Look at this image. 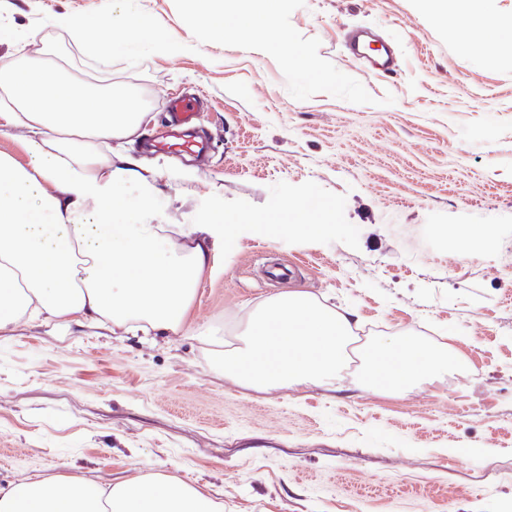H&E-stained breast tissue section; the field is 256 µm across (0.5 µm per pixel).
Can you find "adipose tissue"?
<instances>
[{
    "instance_id": "1",
    "label": "adipose tissue",
    "mask_w": 512,
    "mask_h": 512,
    "mask_svg": "<svg viewBox=\"0 0 512 512\" xmlns=\"http://www.w3.org/2000/svg\"><path fill=\"white\" fill-rule=\"evenodd\" d=\"M279 0H188L195 19L213 41L225 42L259 29L280 27ZM443 24H477L512 35L494 0H417ZM239 16L224 25L225 8ZM54 28L89 57L111 60L120 46L147 42L152 53L187 51L188 43L153 29L112 0L100 34L87 39L82 19L60 13ZM81 111H73V103ZM144 115L128 94L88 88L57 74L37 57L0 65V127L23 131L27 164L0 153V333L20 324L49 321L68 328L84 321L107 323L128 333L163 329L181 334L198 285L213 267L207 224L179 227L181 244L166 243L156 223L153 176L131 155L109 159L103 145L134 135ZM136 190V219L116 224L127 190ZM355 315L288 292L255 310L243 336L229 342L197 327L224 378L254 389H275L307 380L335 385L351 340ZM366 357L381 383H404L430 374L443 353H419L389 336L374 341ZM0 512H224L222 502L167 474L98 482L62 474L0 487Z\"/></svg>"
}]
</instances>
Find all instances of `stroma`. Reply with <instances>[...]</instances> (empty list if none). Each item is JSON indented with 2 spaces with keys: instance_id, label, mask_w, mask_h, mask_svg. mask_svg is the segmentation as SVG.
<instances>
[{
  "instance_id": "35a3bbf8",
  "label": "stroma",
  "mask_w": 512,
  "mask_h": 512,
  "mask_svg": "<svg viewBox=\"0 0 512 512\" xmlns=\"http://www.w3.org/2000/svg\"><path fill=\"white\" fill-rule=\"evenodd\" d=\"M110 2L0 0V24L39 28L27 51L61 76L139 100L145 118L113 152L155 170L162 223L218 226L192 329L225 332L299 290L354 309L372 335L455 358L401 385L349 367L332 388L265 391L216 373L192 329L26 323L0 335V486L152 469L224 512H512V40L487 54L482 30H448L413 0H281L294 44L264 56L256 42L278 31L215 45L183 0H132L195 50L142 43L103 69L50 20L80 16L92 36ZM354 28L392 47L395 74L343 54ZM176 91L206 102L204 157L141 148ZM289 197L303 215L284 210ZM230 214L239 226L220 230ZM272 266L291 274L270 280Z\"/></svg>"
}]
</instances>
